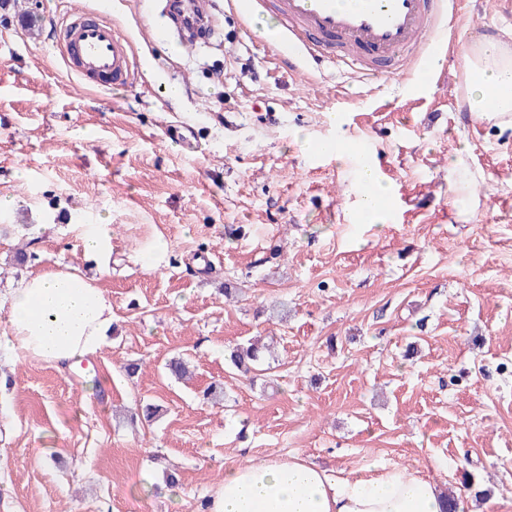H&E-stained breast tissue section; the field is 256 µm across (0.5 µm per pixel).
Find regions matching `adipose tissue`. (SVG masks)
Returning a JSON list of instances; mask_svg holds the SVG:
<instances>
[{
	"instance_id": "1",
	"label": "adipose tissue",
	"mask_w": 512,
	"mask_h": 512,
	"mask_svg": "<svg viewBox=\"0 0 512 512\" xmlns=\"http://www.w3.org/2000/svg\"><path fill=\"white\" fill-rule=\"evenodd\" d=\"M463 103L473 118L512 128V33L467 40L462 56ZM353 219L384 223L392 189L375 167H357ZM0 354L65 367L101 352L112 305L94 279L74 269L29 277L8 299ZM434 480L397 466L347 478L297 456L229 467L208 499V512H446Z\"/></svg>"
}]
</instances>
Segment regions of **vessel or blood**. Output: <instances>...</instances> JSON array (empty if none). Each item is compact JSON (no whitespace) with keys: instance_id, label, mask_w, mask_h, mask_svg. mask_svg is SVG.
Returning a JSON list of instances; mask_svg holds the SVG:
<instances>
[{"instance_id":"obj_1","label":"vessel or blood","mask_w":512,"mask_h":512,"mask_svg":"<svg viewBox=\"0 0 512 512\" xmlns=\"http://www.w3.org/2000/svg\"><path fill=\"white\" fill-rule=\"evenodd\" d=\"M273 4L282 21L271 43L293 62L354 66L391 77L412 64L422 84L435 75L429 61L441 37L442 0H240L242 12ZM56 47L80 82L100 78L126 85L131 76L130 45L112 24L70 12Z\"/></svg>"}]
</instances>
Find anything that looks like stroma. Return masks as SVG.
I'll list each match as a JSON object with an SVG mask.
<instances>
[{"mask_svg": "<svg viewBox=\"0 0 512 512\" xmlns=\"http://www.w3.org/2000/svg\"><path fill=\"white\" fill-rule=\"evenodd\" d=\"M237 2L212 0L193 48L152 39L163 0H111L136 61L118 90L54 49L99 0L0 5V196L23 227L0 232V336L10 292L64 267L113 318L74 370L0 359V512H198L225 467L290 455L348 477L399 466L469 512H512V128L454 105L464 42L512 24L500 0H452L427 90L289 71ZM182 123L193 146L165 134ZM359 136L395 189L383 224L350 221L354 162L310 151ZM86 224L109 225L107 261L84 253ZM20 245L32 259L10 265ZM256 336L273 340L260 371L229 368L226 346ZM176 355L191 379L166 371ZM146 402L155 418L132 420Z\"/></svg>", "mask_w": 512, "mask_h": 512, "instance_id": "obj_1", "label": "stroma"}]
</instances>
